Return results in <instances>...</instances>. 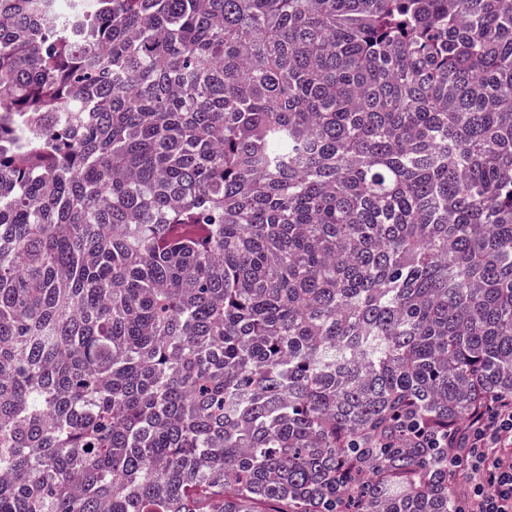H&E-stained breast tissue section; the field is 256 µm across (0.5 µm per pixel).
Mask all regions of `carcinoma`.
<instances>
[{"label": "carcinoma", "mask_w": 512, "mask_h": 512, "mask_svg": "<svg viewBox=\"0 0 512 512\" xmlns=\"http://www.w3.org/2000/svg\"><path fill=\"white\" fill-rule=\"evenodd\" d=\"M512 397V0H0V512H453Z\"/></svg>", "instance_id": "1"}]
</instances>
